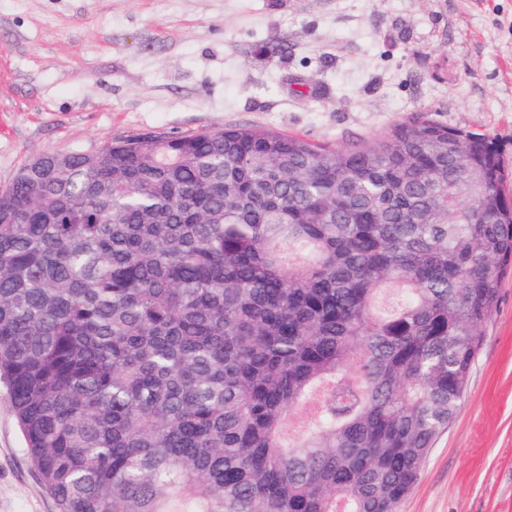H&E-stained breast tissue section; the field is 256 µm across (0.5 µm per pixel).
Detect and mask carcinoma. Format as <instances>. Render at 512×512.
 I'll return each instance as SVG.
<instances>
[{
    "label": "carcinoma",
    "mask_w": 512,
    "mask_h": 512,
    "mask_svg": "<svg viewBox=\"0 0 512 512\" xmlns=\"http://www.w3.org/2000/svg\"><path fill=\"white\" fill-rule=\"evenodd\" d=\"M509 270L495 142L425 117L46 153L0 192V385L57 512H398Z\"/></svg>",
    "instance_id": "1"
}]
</instances>
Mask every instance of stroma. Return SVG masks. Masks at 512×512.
<instances>
[{
  "label": "stroma",
  "instance_id": "35a3bbf8",
  "mask_svg": "<svg viewBox=\"0 0 512 512\" xmlns=\"http://www.w3.org/2000/svg\"><path fill=\"white\" fill-rule=\"evenodd\" d=\"M423 116L512 190V0H0V187L44 152L231 126L327 147ZM399 512H512V272ZM0 390V512H57Z\"/></svg>",
  "mask_w": 512,
  "mask_h": 512
}]
</instances>
